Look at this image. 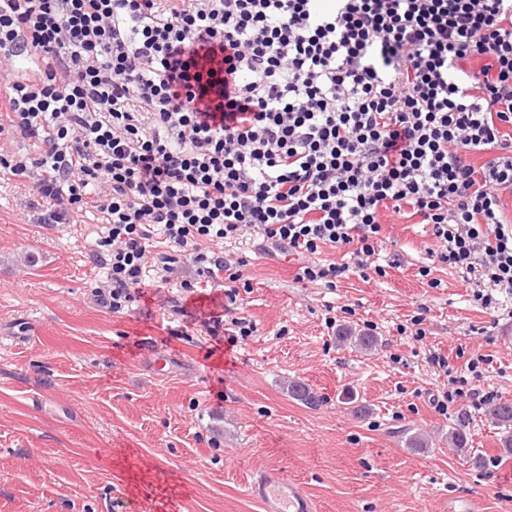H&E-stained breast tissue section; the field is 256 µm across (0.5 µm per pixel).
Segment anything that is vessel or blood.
Masks as SVG:
<instances>
[{
  "label": "vessel or blood",
  "instance_id": "1",
  "mask_svg": "<svg viewBox=\"0 0 512 512\" xmlns=\"http://www.w3.org/2000/svg\"><path fill=\"white\" fill-rule=\"evenodd\" d=\"M246 492L261 504L264 512H317L314 500L304 488L288 480L277 468L254 473L246 484Z\"/></svg>",
  "mask_w": 512,
  "mask_h": 512
}]
</instances>
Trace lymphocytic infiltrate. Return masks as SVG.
I'll return each instance as SVG.
<instances>
[{
    "label": "lymphocytic infiltrate",
    "mask_w": 512,
    "mask_h": 512,
    "mask_svg": "<svg viewBox=\"0 0 512 512\" xmlns=\"http://www.w3.org/2000/svg\"><path fill=\"white\" fill-rule=\"evenodd\" d=\"M28 141L0 172L30 183L41 224L99 216L103 300L227 281L216 246L258 234L333 284L371 264L385 215L430 225L437 263L481 255L512 294V0H0V132ZM484 155L474 164L473 155ZM353 263H320L324 247ZM448 379L447 411L492 392Z\"/></svg>",
    "instance_id": "f902f5d3"
}]
</instances>
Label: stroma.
Returning <instances> with one entry per match:
<instances>
[{"mask_svg": "<svg viewBox=\"0 0 512 512\" xmlns=\"http://www.w3.org/2000/svg\"><path fill=\"white\" fill-rule=\"evenodd\" d=\"M29 200L24 181L0 179V512H260L245 484L269 467L318 512H512V459L497 458L504 428L466 397L434 411L445 378L428 361L490 356L476 387L512 402V297L483 309L475 283L442 266L432 267L441 286L428 287V226L394 218L379 255L386 276L332 288L298 281L296 264L247 235L223 245L247 261L236 301L220 287L182 297L194 274L183 264L167 290L143 288L115 313L95 291L104 270L92 217L40 224ZM220 314L249 317L255 336L234 343L193 324ZM341 325L371 329L378 347L339 344ZM292 379L318 406L289 397ZM460 418L483 468L441 439ZM416 432L427 451L408 448Z\"/></svg>", "mask_w": 512, "mask_h": 512, "instance_id": "stroma-1", "label": "stroma"}]
</instances>
